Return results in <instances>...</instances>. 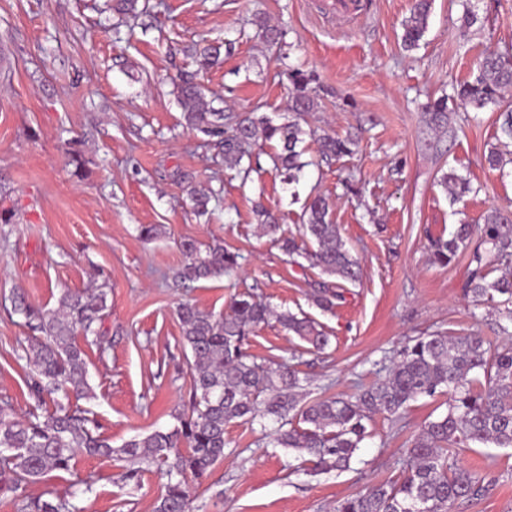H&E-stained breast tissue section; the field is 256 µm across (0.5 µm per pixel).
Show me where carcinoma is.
<instances>
[{
    "mask_svg": "<svg viewBox=\"0 0 512 512\" xmlns=\"http://www.w3.org/2000/svg\"><path fill=\"white\" fill-rule=\"evenodd\" d=\"M432 0H414L404 20L405 48L414 50L425 36ZM258 36L269 47H282L284 31L266 18L255 20ZM291 85L288 112L281 123L252 110L225 123L228 116L205 99L203 91L190 83L178 87L177 99L186 124L208 136L224 137V162L249 176L260 168L253 154L258 141L273 143L271 155L276 169L288 184H297L309 162L303 160L306 131L301 116L316 112L320 99L310 85L313 72L301 68L285 71ZM499 113L498 145L484 159L492 169L503 165V149L512 144V55L487 50L476 64L469 81L454 88V94L428 102L425 122L434 129L448 126V113L457 108ZM319 151L325 158L352 153L355 140L324 133ZM439 185L458 199L470 191L469 182L452 171L443 173ZM260 235L271 237L290 262L302 257L322 273L344 282L360 280L361 266L339 238L332 224L331 204L322 194L309 196L302 208L303 235L313 249L308 251L296 238L281 232L278 219L264 208L256 210ZM472 226L461 224L448 240L431 244V260L445 267L468 248ZM481 245L468 255L462 288L474 302L498 294L512 303V211L492 208L480 227ZM180 249L184 264L175 272L174 283L184 286L218 278L235 270L240 255L221 245L205 248L194 239H184ZM500 275L489 279L494 272ZM342 299L340 289L323 282L312 294L313 303L331 311ZM14 311L25 315L30 329L38 333L26 349L33 366L27 381L29 395L38 402L61 393L88 398L92 395L84 351L76 333L95 343L98 323L108 308L107 285L73 292L63 291L55 307L36 309L22 291L13 299ZM182 341L191 352L190 410L176 416L177 424L135 437L120 447L90 427L85 412L58 402L53 414L41 420L15 416L12 405H0V493L13 494L17 512H79L71 498H32L26 486L54 471L69 472L77 455L115 456L130 464L121 475L125 483L139 482L144 467H153L167 478L165 492L156 500L154 512H192L191 482L224 459L225 426L237 419L253 422L270 419L279 423L275 445L288 448L321 473L342 472L365 438L364 421L380 413L398 418L407 404L419 396L448 393L446 414L427 422L406 449L403 479L368 489L343 499L334 512H448L458 501L480 497L486 476L464 467L448 465V447L493 444L512 448V349L491 352L485 340L473 333L448 336L441 332L408 341L392 360L388 377L362 389L357 395L305 400L298 371L268 367L246 352L254 329L275 320L316 351L329 338L314 321L288 310L276 312L270 304L247 294L235 297L229 311L215 316L196 305H179Z\"/></svg>",
    "mask_w": 512,
    "mask_h": 512,
    "instance_id": "obj_1",
    "label": "carcinoma"
}]
</instances>
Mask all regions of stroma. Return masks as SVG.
Listing matches in <instances>:
<instances>
[{
	"label": "stroma",
	"mask_w": 512,
	"mask_h": 512,
	"mask_svg": "<svg viewBox=\"0 0 512 512\" xmlns=\"http://www.w3.org/2000/svg\"><path fill=\"white\" fill-rule=\"evenodd\" d=\"M107 0H0V403L17 415L46 416L52 404L28 394L25 350L32 333L13 310L16 289L36 307H54L63 290L108 286L102 338L86 346L93 396L72 400L88 411L113 446L174 426L188 407L191 355L176 314L189 301L222 315L232 295L252 293L279 310L303 314L329 336L309 350L276 322L260 326L248 351L257 361L289 364L311 397L355 393L385 380L397 351L417 336L478 333L512 347L499 302L464 295L466 259L440 267L429 245L456 225H481L493 206L512 207V164L492 170L483 156L496 142V115L483 111L447 129L429 127L422 107L468 80L488 47L512 50V0H472L477 21L462 27L463 0H433L419 49L402 46L411 0H369L367 10L339 15L330 0H145L148 11L122 19ZM286 32V45L254 37V16ZM221 46L219 63L199 69L195 53ZM298 66L317 76L322 107L305 115L310 165L292 200L258 144L260 171L241 179L226 166L217 139L187 128L174 93L188 80L230 115L261 108L283 115ZM357 139L354 154L322 160L317 134ZM82 166L71 163L72 152ZM467 178L470 193L452 200L438 185L443 171ZM211 196L196 215L191 188ZM320 193L331 221L361 261L360 282L344 284L331 311L311 300L319 268L298 267L258 233L264 205L287 234L301 227V198ZM156 226L143 240L139 229ZM221 242L241 254L235 274L173 285L182 239ZM442 396L411 401L401 420L374 415L351 468L315 474L310 464L268 445L273 422L235 421L225 428L224 459L193 484V512H333L338 500L400 480L406 449L426 422L446 413ZM449 463L485 474L483 495L451 512H512V448H452ZM122 462L78 456L71 472L27 486L29 496L69 494L74 481L92 490L81 512H153L165 480L144 472L121 485Z\"/></svg>",
	"instance_id": "obj_1"
}]
</instances>
